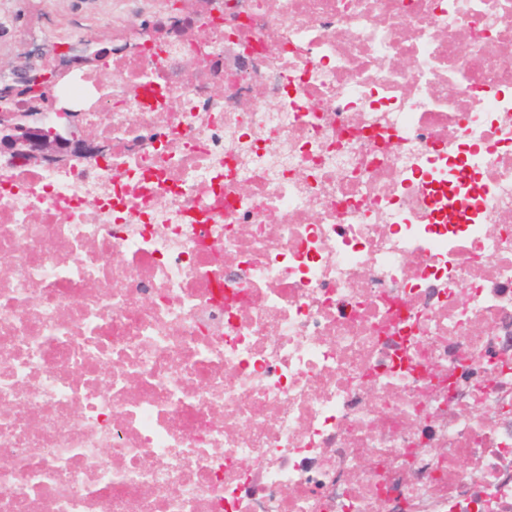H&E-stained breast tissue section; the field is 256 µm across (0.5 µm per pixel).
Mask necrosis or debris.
I'll return each mask as SVG.
<instances>
[{
    "label": "necrosis or debris",
    "instance_id": "1",
    "mask_svg": "<svg viewBox=\"0 0 512 512\" xmlns=\"http://www.w3.org/2000/svg\"><path fill=\"white\" fill-rule=\"evenodd\" d=\"M46 93L112 153L0 162V512H512V0H225Z\"/></svg>",
    "mask_w": 512,
    "mask_h": 512
}]
</instances>
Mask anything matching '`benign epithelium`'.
<instances>
[{"instance_id": "benign-epithelium-1", "label": "benign epithelium", "mask_w": 512, "mask_h": 512, "mask_svg": "<svg viewBox=\"0 0 512 512\" xmlns=\"http://www.w3.org/2000/svg\"><path fill=\"white\" fill-rule=\"evenodd\" d=\"M223 9L224 0H190L185 17L156 16L131 28L116 43L84 40L60 52L47 49L37 54L39 62L14 68L11 77L0 81V160L30 168H62L74 159H101L106 145L84 125L83 113L57 99H30L27 88H41L52 74L59 80L76 72H95L106 55L131 51L132 42L141 35L159 42L189 41L194 34L189 18L217 15ZM47 110L61 113L65 122L46 125L43 116Z\"/></svg>"}]
</instances>
